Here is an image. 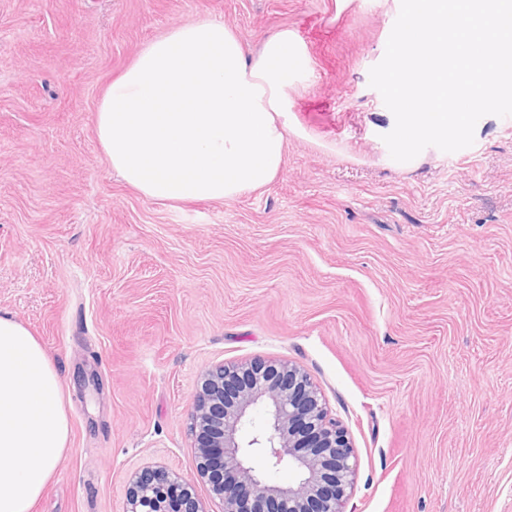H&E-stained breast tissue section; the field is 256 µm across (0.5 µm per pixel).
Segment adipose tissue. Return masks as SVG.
Masks as SVG:
<instances>
[{"label":"adipose tissue","mask_w":512,"mask_h":512,"mask_svg":"<svg viewBox=\"0 0 512 512\" xmlns=\"http://www.w3.org/2000/svg\"><path fill=\"white\" fill-rule=\"evenodd\" d=\"M311 58L293 30L255 55L204 18L152 39L108 85L97 137L114 171L162 202L224 201L280 172L289 93ZM61 375L31 330L0 314V512H32L68 453Z\"/></svg>","instance_id":"obj_1"}]
</instances>
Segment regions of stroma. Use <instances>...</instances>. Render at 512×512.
<instances>
[{
    "mask_svg": "<svg viewBox=\"0 0 512 512\" xmlns=\"http://www.w3.org/2000/svg\"><path fill=\"white\" fill-rule=\"evenodd\" d=\"M400 0H0V311L68 400L70 453L33 512H124L134 472L193 478L208 368L288 360L347 430L344 512H512V116L394 161L369 70ZM211 18L246 52L288 28L308 80L282 170L171 205L112 170L107 83Z\"/></svg>",
    "mask_w": 512,
    "mask_h": 512,
    "instance_id": "obj_1",
    "label": "stroma"
}]
</instances>
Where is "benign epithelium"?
<instances>
[{"label":"benign epithelium","mask_w":512,"mask_h":512,"mask_svg":"<svg viewBox=\"0 0 512 512\" xmlns=\"http://www.w3.org/2000/svg\"><path fill=\"white\" fill-rule=\"evenodd\" d=\"M262 407L267 429L249 435L251 410ZM197 475L221 512H344L357 461L344 428L328 417L309 375L288 361L219 365L206 371L195 395ZM266 455L295 473L271 483L249 465ZM124 512H207L195 483L162 466L129 483Z\"/></svg>","instance_id":"7a95c632"}]
</instances>
